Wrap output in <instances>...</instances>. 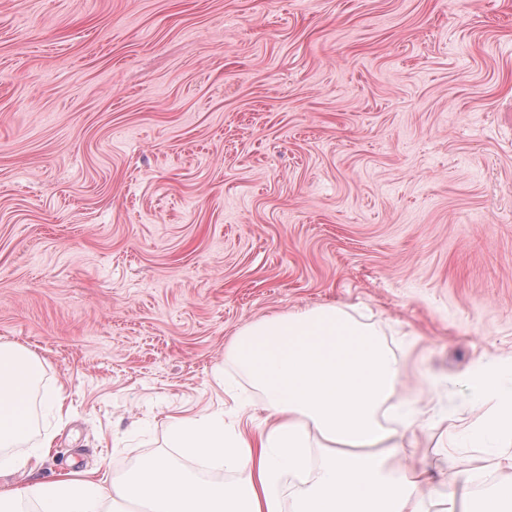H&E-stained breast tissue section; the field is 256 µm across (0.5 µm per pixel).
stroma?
<instances>
[{
	"mask_svg": "<svg viewBox=\"0 0 512 512\" xmlns=\"http://www.w3.org/2000/svg\"><path fill=\"white\" fill-rule=\"evenodd\" d=\"M364 314L448 447L512 355V0H0V344L41 362L37 474L181 462L169 427L257 433L258 321ZM66 396L57 413L47 402Z\"/></svg>",
	"mask_w": 512,
	"mask_h": 512,
	"instance_id": "stroma-1",
	"label": "stroma"
}]
</instances>
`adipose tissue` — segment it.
<instances>
[{"mask_svg":"<svg viewBox=\"0 0 512 512\" xmlns=\"http://www.w3.org/2000/svg\"><path fill=\"white\" fill-rule=\"evenodd\" d=\"M261 390L273 417L256 435L216 417L170 424L181 456L241 472L226 482L201 480L165 458H148L118 481L69 471L49 482L0 485V512L33 499L42 512H103L106 505L142 504L145 512H471V476L448 474L447 489L426 483L412 466L413 427L429 420L396 402L401 365L375 329L333 305L268 318L240 331L230 348ZM37 358L23 347L0 348V447L27 432L4 418L29 410ZM464 380L482 414L468 422L451 414L449 447L467 439L489 465L512 468V357L477 360ZM320 445L318 468L310 450ZM300 476L290 506L276 489Z\"/></svg>","mask_w":512,"mask_h":512,"instance_id":"adipose-tissue-1","label":"adipose tissue"}]
</instances>
